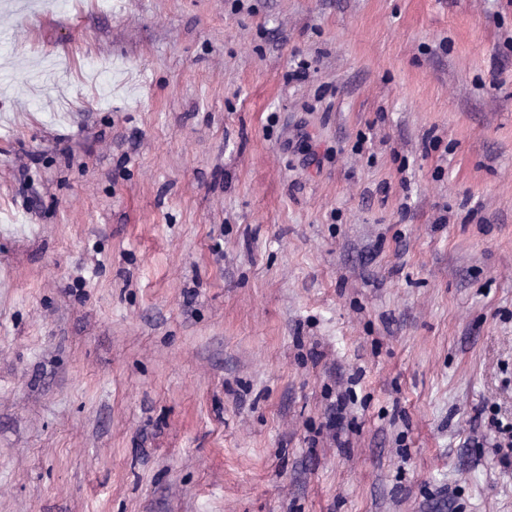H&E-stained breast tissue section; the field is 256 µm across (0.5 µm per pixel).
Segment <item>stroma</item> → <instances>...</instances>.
<instances>
[{
	"label": "stroma",
	"mask_w": 512,
	"mask_h": 512,
	"mask_svg": "<svg viewBox=\"0 0 512 512\" xmlns=\"http://www.w3.org/2000/svg\"><path fill=\"white\" fill-rule=\"evenodd\" d=\"M33 2L0 512H512V0Z\"/></svg>",
	"instance_id": "1"
}]
</instances>
